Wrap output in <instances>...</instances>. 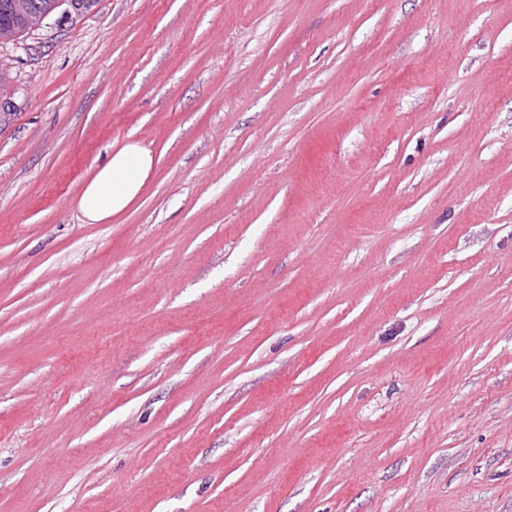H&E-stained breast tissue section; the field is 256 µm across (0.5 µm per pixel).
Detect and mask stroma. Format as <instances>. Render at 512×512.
I'll list each match as a JSON object with an SVG mask.
<instances>
[{
	"label": "stroma",
	"instance_id": "stroma-1",
	"mask_svg": "<svg viewBox=\"0 0 512 512\" xmlns=\"http://www.w3.org/2000/svg\"><path fill=\"white\" fill-rule=\"evenodd\" d=\"M0 58V512H512V0H64ZM155 158L139 141L115 147L108 159L96 165L83 181L75 205L85 224H109L139 198L151 178Z\"/></svg>",
	"mask_w": 512,
	"mask_h": 512
}]
</instances>
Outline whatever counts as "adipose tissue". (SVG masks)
I'll return each instance as SVG.
<instances>
[{"label": "adipose tissue", "instance_id": "obj_1", "mask_svg": "<svg viewBox=\"0 0 512 512\" xmlns=\"http://www.w3.org/2000/svg\"><path fill=\"white\" fill-rule=\"evenodd\" d=\"M154 167L153 152L142 142L115 147L78 190L75 205L84 223L108 224L123 215L139 198Z\"/></svg>", "mask_w": 512, "mask_h": 512}]
</instances>
